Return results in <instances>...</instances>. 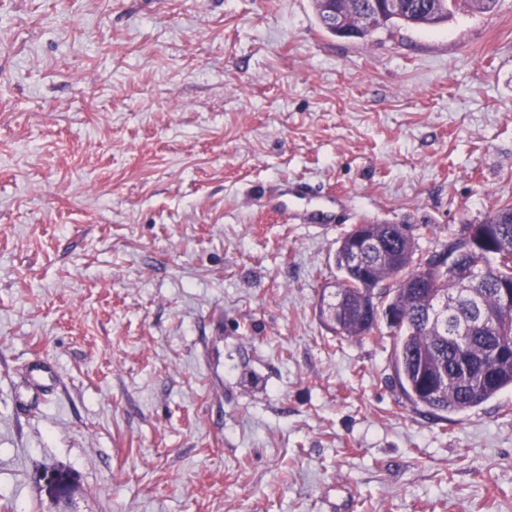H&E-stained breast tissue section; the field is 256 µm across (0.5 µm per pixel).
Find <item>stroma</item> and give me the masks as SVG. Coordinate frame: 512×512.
Listing matches in <instances>:
<instances>
[{
    "mask_svg": "<svg viewBox=\"0 0 512 512\" xmlns=\"http://www.w3.org/2000/svg\"><path fill=\"white\" fill-rule=\"evenodd\" d=\"M295 180L348 215L284 222ZM507 201L512 0L364 41L313 0H0V512H512V391L429 415L387 327L319 316L353 225L429 256Z\"/></svg>",
    "mask_w": 512,
    "mask_h": 512,
    "instance_id": "35a3bbf8",
    "label": "stroma"
}]
</instances>
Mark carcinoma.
<instances>
[{
    "mask_svg": "<svg viewBox=\"0 0 512 512\" xmlns=\"http://www.w3.org/2000/svg\"><path fill=\"white\" fill-rule=\"evenodd\" d=\"M459 1L478 13L497 5V0H407L397 10L384 11L373 28L363 24L373 11L371 0H336L333 6L317 0L315 9L327 33L365 40L378 29L442 24ZM488 217L492 224L485 230L495 240L497 255L479 253L457 237L452 249L459 252L457 263L472 274L473 283L466 288L453 275L438 278L440 288L459 297L457 312L446 324L430 323L434 304L427 289H388L389 307L399 313V324L389 327L398 386L412 405L433 415L465 413L512 388V311L500 306L501 289H512V203L497 205ZM376 238L378 244L366 250L364 264L357 267L344 266L341 253H336L342 279L334 292L321 298V305L336 306L332 331L359 342L373 338L377 328L362 310L360 283L392 279L397 268L386 256L412 259L417 252L410 224H378Z\"/></svg>",
    "mask_w": 512,
    "mask_h": 512,
    "instance_id": "obj_1",
    "label": "carcinoma"
}]
</instances>
